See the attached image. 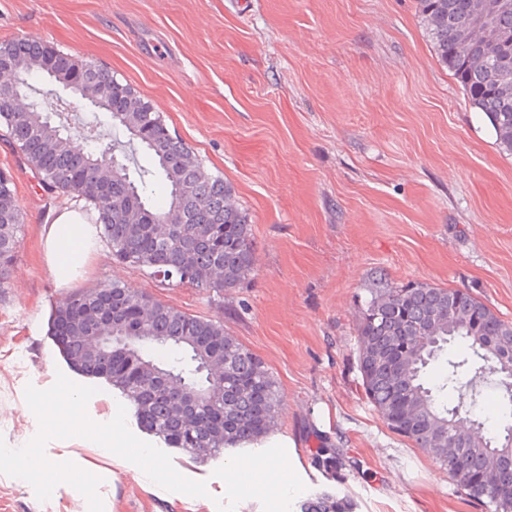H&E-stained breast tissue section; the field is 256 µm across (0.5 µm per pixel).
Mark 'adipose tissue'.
Segmentation results:
<instances>
[{
	"label": "adipose tissue",
	"instance_id": "obj_1",
	"mask_svg": "<svg viewBox=\"0 0 512 512\" xmlns=\"http://www.w3.org/2000/svg\"><path fill=\"white\" fill-rule=\"evenodd\" d=\"M39 234L44 262L56 284L76 282L95 245L96 229L85 212L70 207L49 211Z\"/></svg>",
	"mask_w": 512,
	"mask_h": 512
}]
</instances>
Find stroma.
Here are the masks:
<instances>
[{"instance_id": "stroma-1", "label": "stroma", "mask_w": 512, "mask_h": 512, "mask_svg": "<svg viewBox=\"0 0 512 512\" xmlns=\"http://www.w3.org/2000/svg\"><path fill=\"white\" fill-rule=\"evenodd\" d=\"M37 38L130 83L205 169L233 188L253 230L254 271L242 287L206 294L164 287L146 271L95 255L81 286L114 281L187 314L219 318L258 356L280 396L262 444L195 461L171 450L182 475L207 483L201 512H292L317 490L341 491L355 512H488L419 448L392 433L366 398L357 322L376 275L469 291L512 322V151L437 61L417 0H0V41ZM75 141L86 122L115 138L108 113L56 91ZM24 226L0 292V438L38 432L26 386L50 388L68 366L49 334L65 296L41 260L47 210L73 203L37 184L0 139ZM337 449L339 466L311 450ZM102 477L104 512H170L169 491L89 440L54 439ZM288 454L286 496L261 472L248 494L229 465ZM0 512H89L67 484L41 501L0 474Z\"/></svg>"}]
</instances>
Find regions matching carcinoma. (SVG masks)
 <instances>
[{"label":"carcinoma","instance_id":"carcinoma-1","mask_svg":"<svg viewBox=\"0 0 512 512\" xmlns=\"http://www.w3.org/2000/svg\"><path fill=\"white\" fill-rule=\"evenodd\" d=\"M477 0H418L438 61L462 86L471 106L485 114L497 140L512 151V112L502 111L503 93L496 61L512 52L504 43L481 44L469 30L470 8ZM511 7L493 18L497 32L512 41ZM53 56L66 58L68 70L79 71L100 92L97 110L112 113L113 125L154 160L155 170L130 168L117 160L108 174L95 151L84 161L70 148L71 137L51 121L43 103L26 112H0V137L17 147L34 167L39 185L50 194L81 197L97 213L96 223L121 263L145 269L169 286L189 284L220 294L239 288L253 271L252 227L246 213L233 206L232 188L202 163H182L191 149L172 136L163 117L131 85L99 65L77 60L36 39L0 41L6 57L28 74ZM168 195L152 204L155 174ZM133 207L140 223L126 224L121 214ZM23 215L10 176L0 177V289L6 287L16 259ZM435 325L438 341L406 368L392 361L382 374L378 355L395 348L396 338L415 341L417 327ZM50 335L71 368L90 379H102L121 391L134 406L139 428L167 448L195 459L224 449L258 445L277 424L276 383L263 363L224 330L220 319L190 316L152 295L133 293L120 283L67 294L52 307ZM124 336L108 350L91 347L103 332ZM362 387L386 426L426 451L457 488L486 503L493 512H512V455L499 471L498 485L479 479L487 448L472 443L457 461L427 447L432 431L448 433L461 409L473 406L484 390L498 386L500 363L512 365V323L460 289L427 282L371 290L357 327ZM461 341L472 354L449 360L448 375L438 389L427 386V366ZM174 354L163 364L151 351ZM184 386L181 395L168 388ZM295 512H353L354 504L339 492L320 491L299 500Z\"/></svg>","mask_w":512,"mask_h":512}]
</instances>
